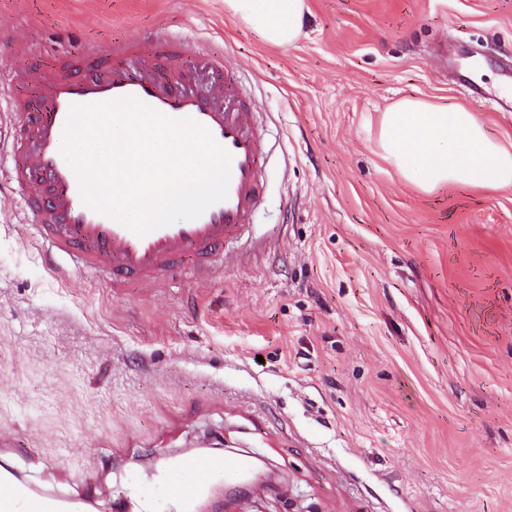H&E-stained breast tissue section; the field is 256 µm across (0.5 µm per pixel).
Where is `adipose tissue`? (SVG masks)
<instances>
[{
	"label": "adipose tissue",
	"mask_w": 512,
	"mask_h": 512,
	"mask_svg": "<svg viewBox=\"0 0 512 512\" xmlns=\"http://www.w3.org/2000/svg\"><path fill=\"white\" fill-rule=\"evenodd\" d=\"M224 7L270 43L299 36L304 0H224ZM388 161L402 178L424 190L460 185H512V151L491 137L468 109L405 98L384 112L379 133Z\"/></svg>",
	"instance_id": "adipose-tissue-1"
}]
</instances>
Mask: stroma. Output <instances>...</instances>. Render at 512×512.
Segmentation results:
<instances>
[{
	"label": "stroma",
	"mask_w": 512,
	"mask_h": 512,
	"mask_svg": "<svg viewBox=\"0 0 512 512\" xmlns=\"http://www.w3.org/2000/svg\"><path fill=\"white\" fill-rule=\"evenodd\" d=\"M288 46L224 0H0V77L163 27L224 55L273 149L267 198L210 281L50 273L0 197V468L139 512L131 475L218 447L274 487L243 512H512V186L404 180L405 97L512 150V0H305Z\"/></svg>",
	"instance_id": "1"
}]
</instances>
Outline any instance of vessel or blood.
Returning <instances> with one entry per match:
<instances>
[{
  "label": "vessel or blood",
  "instance_id": "vessel-or-blood-1",
  "mask_svg": "<svg viewBox=\"0 0 512 512\" xmlns=\"http://www.w3.org/2000/svg\"><path fill=\"white\" fill-rule=\"evenodd\" d=\"M188 49L179 37L155 31L109 51L87 48L74 71L38 77L44 110L27 112L11 79L0 80V98L11 117L0 135V150L11 157L0 170V184L20 191L35 222L31 235L40 244L49 270L73 273L107 271L113 287H152L161 276L192 267L197 277L210 274L217 257L252 224L264 186L261 130L242 112V101L223 58L210 57L207 86L190 91L183 86L180 62ZM162 64L175 70L173 81L151 73L133 74L125 59ZM133 96L174 118L190 117L208 128L232 156L226 200L193 220L138 235L117 220L83 204L78 179L61 153L62 135L72 105L114 101ZM252 460L244 454H176L164 458L155 480L134 485L140 512H196L201 499L220 484H235L249 476ZM86 503L41 491L12 471L0 470V512H85Z\"/></svg>",
  "mask_w": 512,
  "mask_h": 512
}]
</instances>
